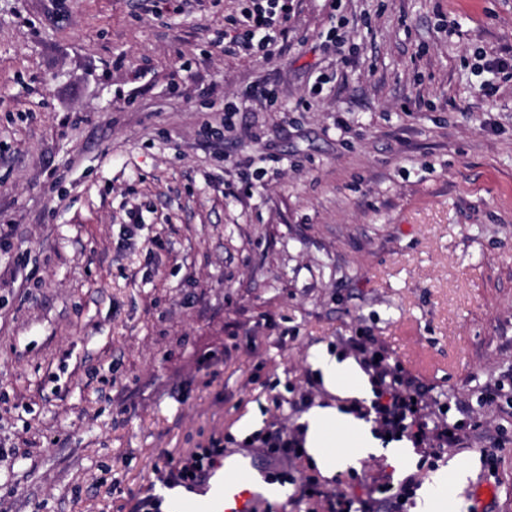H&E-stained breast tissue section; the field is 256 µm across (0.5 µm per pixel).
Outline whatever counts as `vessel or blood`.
Wrapping results in <instances>:
<instances>
[{
  "instance_id": "vessel-or-blood-1",
  "label": "vessel or blood",
  "mask_w": 512,
  "mask_h": 512,
  "mask_svg": "<svg viewBox=\"0 0 512 512\" xmlns=\"http://www.w3.org/2000/svg\"><path fill=\"white\" fill-rule=\"evenodd\" d=\"M268 470L250 453L224 454L192 491L178 500L174 512H257L264 498Z\"/></svg>"
}]
</instances>
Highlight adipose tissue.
Masks as SVG:
<instances>
[{"instance_id": "adipose-tissue-1", "label": "adipose tissue", "mask_w": 512, "mask_h": 512, "mask_svg": "<svg viewBox=\"0 0 512 512\" xmlns=\"http://www.w3.org/2000/svg\"><path fill=\"white\" fill-rule=\"evenodd\" d=\"M311 361L321 372V379L326 389L341 398H363L368 384L360 369L352 362L338 361L324 352L314 353ZM341 423L356 438L361 452L372 451L373 442L367 434L364 424L348 414L339 413L331 406H313L302 418L306 427L305 449L312 457L316 467L323 476L335 474L337 469L346 467L351 457L343 451H326V431L330 424Z\"/></svg>"}]
</instances>
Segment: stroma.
<instances>
[{"label":"stroma","instance_id":"obj_1","mask_svg":"<svg viewBox=\"0 0 512 512\" xmlns=\"http://www.w3.org/2000/svg\"><path fill=\"white\" fill-rule=\"evenodd\" d=\"M245 2L0 0V512H130L358 329L438 395L512 368V0H294L268 60L211 44ZM503 424L435 512H512Z\"/></svg>","mask_w":512,"mask_h":512}]
</instances>
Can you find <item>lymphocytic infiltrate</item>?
Here are the masks:
<instances>
[{"label":"lymphocytic infiltrate","instance_id":"f902f5d3","mask_svg":"<svg viewBox=\"0 0 512 512\" xmlns=\"http://www.w3.org/2000/svg\"><path fill=\"white\" fill-rule=\"evenodd\" d=\"M291 11L290 0H248L240 17L229 18V30L215 32L212 44L232 53L257 50L271 56L273 46L288 34ZM339 344L343 354L358 362L372 389L370 401H346L342 412L370 422L382 446H389L394 436L410 442L420 460L415 471L399 481L380 468H351L326 487L304 474V425L254 433L251 445L272 466L276 479L299 484L297 500L305 512H406L428 470L439 461L463 451L471 440L502 438V428L476 416L471 405L454 396L445 401L434 396L422 377L377 337L361 331L340 338ZM223 453L217 445L196 449L187 460L167 461L158 479L169 488L190 486Z\"/></svg>","mask_w":512,"mask_h":512}]
</instances>
